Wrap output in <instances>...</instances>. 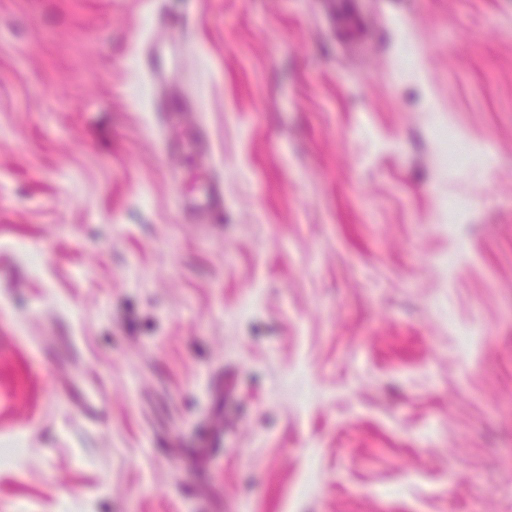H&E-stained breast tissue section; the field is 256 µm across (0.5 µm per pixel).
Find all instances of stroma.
Masks as SVG:
<instances>
[{"mask_svg":"<svg viewBox=\"0 0 512 512\" xmlns=\"http://www.w3.org/2000/svg\"><path fill=\"white\" fill-rule=\"evenodd\" d=\"M0 512H512V0H0ZM202 104L198 99H191L186 96L169 98L161 97L155 101L154 112H157L159 126L166 127L173 117L183 112H200ZM189 138L193 143L199 157L209 161L212 156L211 135L205 124L199 122L189 131ZM223 184L220 178H212L201 198H194L185 203L184 209L187 214L199 222L213 224L215 218L224 211ZM193 443L203 448L211 461H215L217 456L212 449L219 450L224 446L221 429L215 425L203 422L197 431L196 437L193 439Z\"/></svg>","mask_w":512,"mask_h":512,"instance_id":"1","label":"stroma"}]
</instances>
